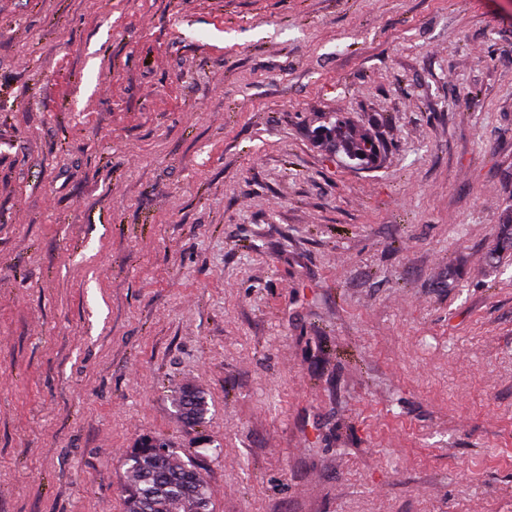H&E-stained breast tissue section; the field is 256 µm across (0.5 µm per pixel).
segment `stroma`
Listing matches in <instances>:
<instances>
[{"label":"stroma","mask_w":512,"mask_h":512,"mask_svg":"<svg viewBox=\"0 0 512 512\" xmlns=\"http://www.w3.org/2000/svg\"><path fill=\"white\" fill-rule=\"evenodd\" d=\"M510 204L512 0H0V512H512ZM325 141L340 149L357 165L374 168L380 156V144L370 134L357 130L347 122H338L329 131ZM175 403L178 414L187 424L202 422L208 411L204 393L196 389L182 391ZM126 512H211L205 481L191 461L163 440H151L125 459Z\"/></svg>","instance_id":"stroma-1"}]
</instances>
